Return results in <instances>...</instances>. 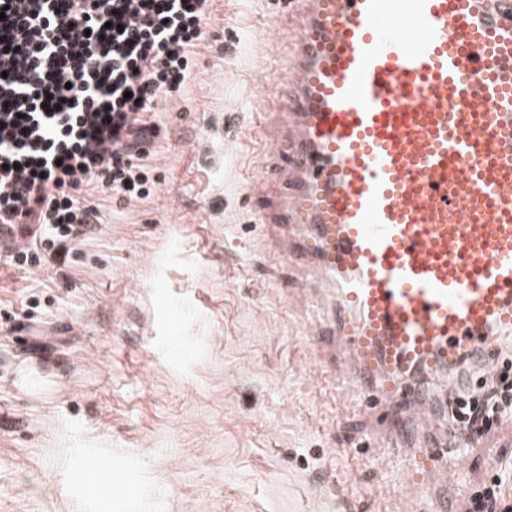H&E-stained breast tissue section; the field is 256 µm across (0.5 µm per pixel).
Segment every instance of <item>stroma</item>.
Instances as JSON below:
<instances>
[{
    "label": "stroma",
    "instance_id": "1",
    "mask_svg": "<svg viewBox=\"0 0 512 512\" xmlns=\"http://www.w3.org/2000/svg\"><path fill=\"white\" fill-rule=\"evenodd\" d=\"M277 9L215 0L151 200L98 197L65 265L0 266V300L39 302L38 333L0 326V512H421L416 460L378 447L358 390L318 368L250 223L290 38ZM91 455L127 474L111 496L87 494ZM501 459L495 426L455 461L456 512Z\"/></svg>",
    "mask_w": 512,
    "mask_h": 512
}]
</instances>
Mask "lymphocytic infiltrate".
<instances>
[{
	"mask_svg": "<svg viewBox=\"0 0 512 512\" xmlns=\"http://www.w3.org/2000/svg\"><path fill=\"white\" fill-rule=\"evenodd\" d=\"M213 0H0V250L64 264L101 219L95 194L144 201L165 102L183 97ZM471 436L512 417V377L456 400Z\"/></svg>",
	"mask_w": 512,
	"mask_h": 512,
	"instance_id": "obj_1",
	"label": "lymphocytic infiltrate"
}]
</instances>
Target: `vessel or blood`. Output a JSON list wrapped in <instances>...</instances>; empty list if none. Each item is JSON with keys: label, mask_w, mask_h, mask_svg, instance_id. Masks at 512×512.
Returning a JSON list of instances; mask_svg holds the SVG:
<instances>
[{"label": "vessel or blood", "mask_w": 512, "mask_h": 512, "mask_svg": "<svg viewBox=\"0 0 512 512\" xmlns=\"http://www.w3.org/2000/svg\"><path fill=\"white\" fill-rule=\"evenodd\" d=\"M292 41L254 188L265 243L331 291L309 344L366 408L401 400L384 435L418 449L408 487L448 512L465 442L448 406L500 371L512 338V0H289ZM100 492L119 472L90 456Z\"/></svg>", "instance_id": "obj_1"}]
</instances>
